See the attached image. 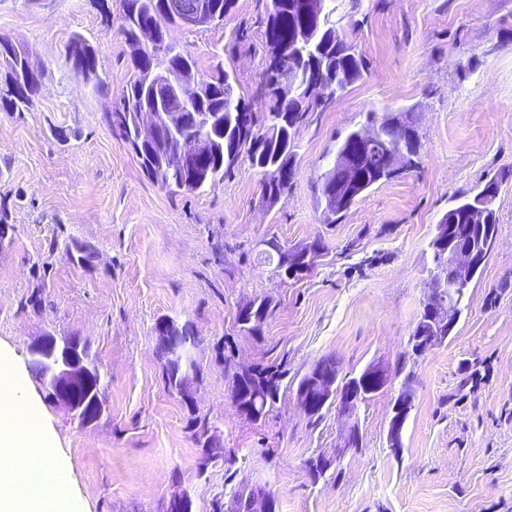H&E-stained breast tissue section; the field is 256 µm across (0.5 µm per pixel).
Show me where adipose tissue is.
Returning a JSON list of instances; mask_svg holds the SVG:
<instances>
[{
	"instance_id": "obj_1",
	"label": "adipose tissue",
	"mask_w": 512,
	"mask_h": 512,
	"mask_svg": "<svg viewBox=\"0 0 512 512\" xmlns=\"http://www.w3.org/2000/svg\"><path fill=\"white\" fill-rule=\"evenodd\" d=\"M27 405L10 356L0 353V512H67L64 460Z\"/></svg>"
}]
</instances>
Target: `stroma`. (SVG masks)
I'll return each instance as SVG.
<instances>
[{"label":"stroma","instance_id":"stroma-1","mask_svg":"<svg viewBox=\"0 0 512 512\" xmlns=\"http://www.w3.org/2000/svg\"><path fill=\"white\" fill-rule=\"evenodd\" d=\"M336 25L366 62L360 81L298 134L296 171L276 205L241 161L195 194L143 172L103 120L132 74L121 0H0V38L25 48L41 87L34 110L0 107V347L65 460L75 512H160L175 487L199 512L257 487L276 512H512V0H336ZM266 0H235L223 22L170 28L199 71L223 67L237 95L266 110ZM97 51L108 88L65 64L72 36ZM370 112H407L417 169L374 187L337 223L321 221L323 157ZM497 240L448 339L421 357L408 339L433 269L428 247L453 199L492 178ZM322 241L315 272L282 280L267 260ZM269 299L260 335L241 332L239 303ZM169 317L199 338L196 404L165 381L154 326ZM77 335L104 376L106 411L80 425L45 399L27 346ZM280 366V398L262 422L241 417L219 354ZM344 373L389 366L393 383L352 415L300 409L301 378L325 356ZM413 391L394 456L387 431L402 385ZM224 455L200 470L195 417ZM358 425L361 448L342 436ZM331 462L312 479L310 459Z\"/></svg>","mask_w":512,"mask_h":512}]
</instances>
